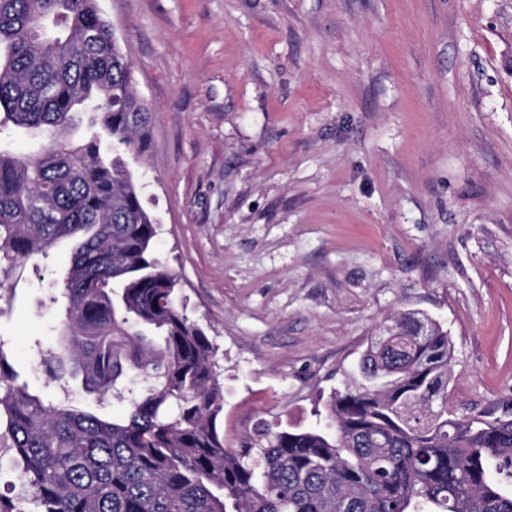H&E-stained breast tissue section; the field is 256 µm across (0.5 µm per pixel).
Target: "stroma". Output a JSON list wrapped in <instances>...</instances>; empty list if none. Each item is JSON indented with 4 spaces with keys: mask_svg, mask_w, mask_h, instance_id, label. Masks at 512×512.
<instances>
[{
    "mask_svg": "<svg viewBox=\"0 0 512 512\" xmlns=\"http://www.w3.org/2000/svg\"><path fill=\"white\" fill-rule=\"evenodd\" d=\"M151 111L121 159L208 337L224 443L318 421L395 312L440 320L448 408L512 401V0H98ZM78 245L14 275L0 346L30 390Z\"/></svg>",
    "mask_w": 512,
    "mask_h": 512,
    "instance_id": "35a3bbf8",
    "label": "stroma"
}]
</instances>
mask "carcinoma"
Here are the masks:
<instances>
[{
	"label": "carcinoma",
	"instance_id": "1",
	"mask_svg": "<svg viewBox=\"0 0 512 512\" xmlns=\"http://www.w3.org/2000/svg\"><path fill=\"white\" fill-rule=\"evenodd\" d=\"M130 82L97 0H0V125L45 138L0 151V287L79 239L51 289L60 335L43 372L98 404L143 379L110 421L32 392L0 344V439L21 468L0 512H512V406L448 414L452 344L424 312L371 339L324 423L259 419L224 446L213 347L153 256L138 179L106 157L147 147Z\"/></svg>",
	"mask_w": 512,
	"mask_h": 512
}]
</instances>
